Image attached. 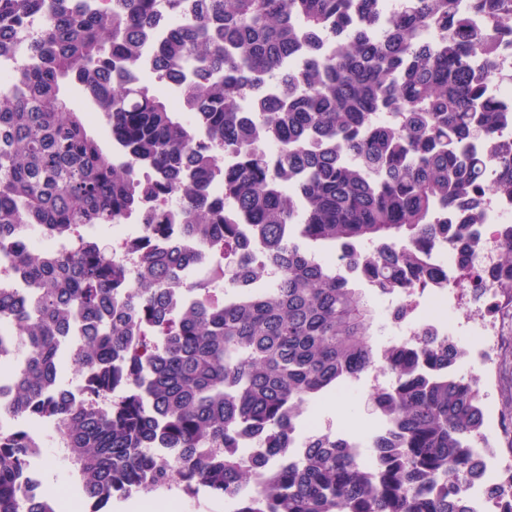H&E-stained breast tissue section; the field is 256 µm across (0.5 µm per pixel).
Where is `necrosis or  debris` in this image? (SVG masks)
<instances>
[{"instance_id": "obj_1", "label": "necrosis or debris", "mask_w": 512, "mask_h": 512, "mask_svg": "<svg viewBox=\"0 0 512 512\" xmlns=\"http://www.w3.org/2000/svg\"><path fill=\"white\" fill-rule=\"evenodd\" d=\"M178 21V16L171 12L166 0H157L154 25L149 38L141 44L140 64L133 72L135 79L159 80L156 47ZM163 207L170 211L173 220L168 236L156 242V249L178 250L187 261V271L191 277H203L205 283L212 288L223 287L224 280L219 276L224 268L223 258L207 254L195 239L183 233L177 202L165 201ZM508 224H512V199L490 196L483 201L480 209L478 229L482 249L474 266L459 268L453 251L443 245L437 246L431 252L430 260L435 265L447 268V278L406 289L397 293L395 299L389 300L383 332L385 346L415 348L421 346L423 336L428 332L441 340L457 335L458 328L447 319L446 312L456 295L463 292L469 296L471 318L480 343V354L471 369L481 374L489 372L500 346L498 336L501 322L512 315V299L488 277L491 268L497 265L502 229ZM104 241L115 262L131 271H138L143 254V226L138 219L113 225ZM296 420L300 425L299 430L290 432L283 441L288 457L292 460L303 456L308 439L336 433L335 428L321 423L314 411L306 406L301 408ZM497 444V449L493 450L487 448L483 439L474 441L479 466L461 488L470 500L473 512H503L505 508L504 503L489 498L485 493L486 487L493 484L500 469L501 451L512 446V438L500 437ZM47 459L45 449H32L16 471L15 482L24 499L49 496L56 502L59 512H92L93 502L73 494L67 487L50 489L45 486L42 471ZM189 495L210 498L214 490L207 484L188 489L181 484L171 483L160 490L142 488L136 493L144 512H154L157 501L161 499L167 502L170 512H183L185 498Z\"/></svg>"}]
</instances>
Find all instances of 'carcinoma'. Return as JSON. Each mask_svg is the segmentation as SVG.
<instances>
[{
    "instance_id": "carcinoma-1",
    "label": "carcinoma",
    "mask_w": 512,
    "mask_h": 512,
    "mask_svg": "<svg viewBox=\"0 0 512 512\" xmlns=\"http://www.w3.org/2000/svg\"><path fill=\"white\" fill-rule=\"evenodd\" d=\"M181 23L157 68L190 74L180 106L154 83L124 78L154 19L155 0H0V52L17 61L0 82V254L24 226L81 238L74 250L17 256L32 294L0 288V323L22 338L8 411L56 423L65 459L93 500L119 481L134 489L183 478L230 496L254 462L222 451L251 425L272 454L291 415L374 364L395 377L388 432L369 436L376 474L340 439L308 442L283 460L239 512H471L457 495L484 425L479 379L457 371L463 351L428 342L378 356L381 293L435 280L441 241L476 260L480 200L512 197V115L492 98L494 57L512 34V0H404L384 20L378 0H171ZM484 17L471 27L466 14ZM303 55L300 70L284 67ZM82 87L100 120L76 110ZM280 146L270 165L260 135ZM237 155L226 168L221 154ZM293 182L288 189L287 182ZM220 184L224 193L212 196ZM178 197L188 236L222 253L230 288L182 276L183 258L145 251L131 276L88 224L140 215L148 241L168 233L152 198ZM280 269L260 282L238 251V225ZM292 228L291 237L284 228ZM373 248L363 275L312 254ZM490 275L512 294V226ZM173 288L204 299L172 314ZM82 322L73 359L105 408L69 399L60 338ZM168 441L189 471L159 462ZM38 443H0V512H56L20 503L13 472Z\"/></svg>"
}]
</instances>
